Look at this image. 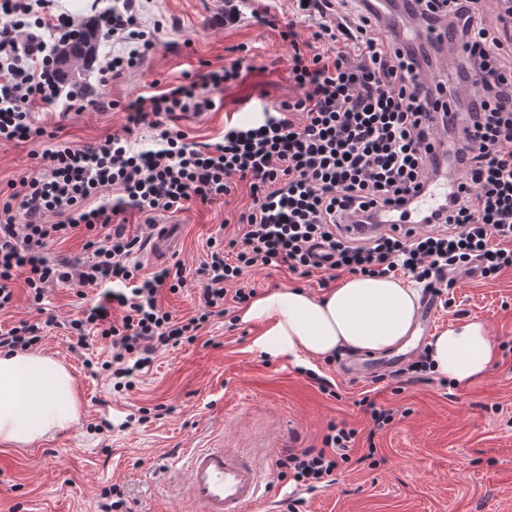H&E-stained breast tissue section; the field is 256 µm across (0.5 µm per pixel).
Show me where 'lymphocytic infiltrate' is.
Segmentation results:
<instances>
[{"mask_svg":"<svg viewBox=\"0 0 512 512\" xmlns=\"http://www.w3.org/2000/svg\"><path fill=\"white\" fill-rule=\"evenodd\" d=\"M410 2L420 23L457 38L472 85L465 122L440 155L429 154L427 140L447 136L448 117L424 115L421 62L409 44L388 39L359 0H292L293 14L316 24L305 42L293 25L280 32L299 96L260 105L258 120L225 124L220 141L189 142L175 120L212 110L214 92L252 70L246 54L199 80L138 96L126 106L128 126L89 145L35 126L32 107L59 101L64 75L53 48L84 22L99 25L105 40L129 46L99 67L101 85L141 66L156 37L142 29L135 0H92L87 20L62 0H0V144L49 142L35 172L10 181L0 201V309L11 304L19 281L36 305L54 285L96 289V302L64 327L76 348L92 334L109 344L111 356L99 367L120 392L151 367L158 347L194 341L224 316L226 302L249 303L255 291L241 280L250 270L283 268L302 278L318 270L325 285L342 273H403L437 298L452 286L449 272L475 267L493 278L512 268V0ZM144 120L159 147L137 153L129 136ZM447 162L463 169L466 187L425 214L415 237L343 234L342 225L367 223L374 209L404 201ZM242 186L251 203L236 232L209 240L195 270L201 309L173 317L160 297L186 285L183 262L141 274L143 237L114 216L129 208L174 212ZM79 229L88 234L86 260L50 262L48 244ZM355 436L330 426L323 448L292 450L278 460L280 479L329 482L350 461Z\"/></svg>","mask_w":512,"mask_h":512,"instance_id":"1","label":"lymphocytic infiltrate"}]
</instances>
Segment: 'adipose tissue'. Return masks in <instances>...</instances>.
<instances>
[{
    "label": "adipose tissue",
    "instance_id": "obj_1",
    "mask_svg": "<svg viewBox=\"0 0 512 512\" xmlns=\"http://www.w3.org/2000/svg\"><path fill=\"white\" fill-rule=\"evenodd\" d=\"M419 293L393 276H350L319 296L282 288L254 300L244 320L264 323L259 349L301 361L333 358L341 350L383 353L405 345L413 332ZM495 342L485 322L450 324L430 338L426 359L456 385L485 377ZM73 376L41 352H0V443L30 445L77 421Z\"/></svg>",
    "mask_w": 512,
    "mask_h": 512
}]
</instances>
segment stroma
Listing matches in <instances>:
<instances>
[{
	"label": "stroma",
	"mask_w": 512,
	"mask_h": 512,
	"mask_svg": "<svg viewBox=\"0 0 512 512\" xmlns=\"http://www.w3.org/2000/svg\"><path fill=\"white\" fill-rule=\"evenodd\" d=\"M137 6L142 28L159 32L143 67L97 86V68L116 51L101 44L95 60L71 70V82L93 88L83 110L37 105L35 125L79 144L102 141L126 124L124 104L230 64L241 45L251 48L254 71L216 93L215 110L179 117L189 140L216 141L225 123L247 121L258 99L298 96L279 31L291 22L306 40L311 28L308 19L293 17L288 0L247 2L233 24L213 0H138ZM45 146L42 140L0 144V188L32 172L33 156ZM249 203L242 187L227 200L174 213L183 226L178 257L188 269L206 259L210 238L233 235ZM453 278L452 304L438 310L437 326L470 318L488 324L496 352L479 382L444 386L436 375L401 388L388 378L351 382L340 363L355 360V353L315 359L303 370L293 356L259 351L263 325L221 318L194 342L160 349L134 388L120 393L106 372L84 365L108 359L109 347L94 340L89 349L71 351L72 339L59 326L93 296L82 299L75 289L54 286L39 309L17 285L11 306L0 311V329L43 324L37 349L68 368L81 407L77 422L34 445L0 444V512H102L100 493L111 485L119 486L130 512H201L168 482L190 449L234 448L274 461L291 448L321 447L332 423L357 432L335 483L311 488L276 479L273 500L297 495L304 512H512V269L490 280L464 270ZM50 315L57 325L46 326ZM366 391L395 411L381 431H373L357 404ZM158 405L160 417L134 421L139 408Z\"/></svg>",
	"instance_id": "1"
}]
</instances>
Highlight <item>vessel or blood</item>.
<instances>
[{
    "label": "vessel or blood",
    "mask_w": 512,
    "mask_h": 512,
    "mask_svg": "<svg viewBox=\"0 0 512 512\" xmlns=\"http://www.w3.org/2000/svg\"><path fill=\"white\" fill-rule=\"evenodd\" d=\"M368 8L387 34L400 36V14L394 0H370ZM447 186V181L432 179L412 192L405 205L392 204L379 211L375 224H347L343 231L356 238L380 232L414 233L422 215L446 198ZM180 242L176 222L155 223L144 257L153 264L166 263L176 255ZM267 480L268 472L259 461L228 448L191 449L171 476L172 483L182 487L202 512H253L266 500Z\"/></svg>",
    "instance_id": "b4317fda"
}]
</instances>
